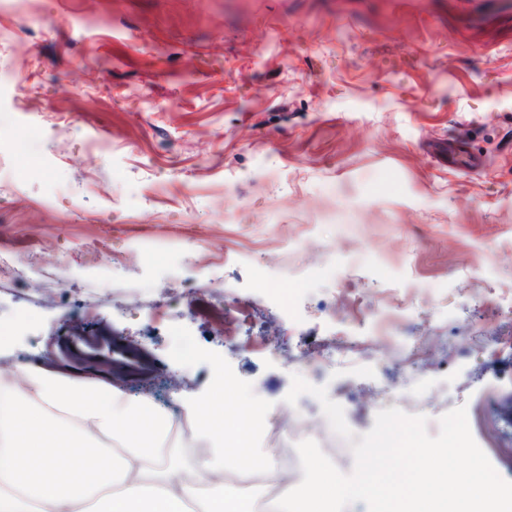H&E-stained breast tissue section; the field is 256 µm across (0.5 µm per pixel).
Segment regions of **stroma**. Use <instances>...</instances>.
Listing matches in <instances>:
<instances>
[{
	"label": "stroma",
	"mask_w": 512,
	"mask_h": 512,
	"mask_svg": "<svg viewBox=\"0 0 512 512\" xmlns=\"http://www.w3.org/2000/svg\"><path fill=\"white\" fill-rule=\"evenodd\" d=\"M0 254V372L125 343L128 395L226 378L315 434L303 372L358 435L465 407L512 481V0H0ZM257 264L315 277L250 331Z\"/></svg>",
	"instance_id": "1"
}]
</instances>
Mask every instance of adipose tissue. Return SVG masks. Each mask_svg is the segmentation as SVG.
Segmentation results:
<instances>
[{"label":"adipose tissue","instance_id":"1","mask_svg":"<svg viewBox=\"0 0 512 512\" xmlns=\"http://www.w3.org/2000/svg\"><path fill=\"white\" fill-rule=\"evenodd\" d=\"M239 418L185 400L201 422L202 452L182 459L169 444L171 413L120 388L41 367L0 374V512H256L257 500L226 485L252 462L273 468L276 451L255 445L254 398L237 396Z\"/></svg>","mask_w":512,"mask_h":512}]
</instances>
